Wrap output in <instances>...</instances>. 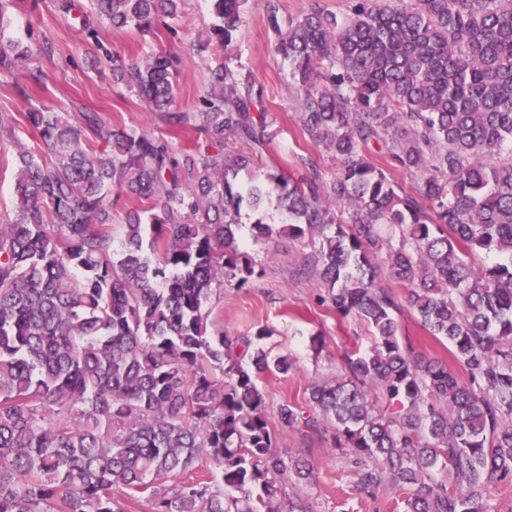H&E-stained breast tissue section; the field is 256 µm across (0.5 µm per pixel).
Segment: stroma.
Wrapping results in <instances>:
<instances>
[{"instance_id":"35a3bbf8","label":"stroma","mask_w":512,"mask_h":512,"mask_svg":"<svg viewBox=\"0 0 512 512\" xmlns=\"http://www.w3.org/2000/svg\"><path fill=\"white\" fill-rule=\"evenodd\" d=\"M46 3L25 0L0 20V33L5 37L22 39L30 32L44 33L54 42L52 55L38 61L46 83L33 91L31 102L21 101L12 83L0 81V113L16 116L17 137L31 147L38 141L36 132L21 118L32 104L73 114L90 107L112 123L165 135L166 125L134 93L111 89L110 62L91 63L88 47L76 28L59 19ZM212 21L206 0H185L178 36H171L163 28L144 35L133 27L115 29L106 25L101 39L128 64L154 50L175 56V100L182 110L195 107L210 68L219 62L249 75L282 126L279 136L256 160V169H281L292 174L298 168L299 156L310 154L324 178L332 179L336 172L333 153L316 146L294 124L295 82L287 62L272 50L273 37L265 25V0H248L245 23L229 49L197 52L193 43ZM252 224V216L242 217L239 245L251 259L263 264L264 274L245 286L228 284L217 291L210 303L211 318L215 329L233 336L249 338L258 329H267L259 347L269 357L285 356L292 363L288 374L267 375L259 381L276 447L282 455L305 457L313 466L308 479L285 476L281 483L283 497L304 499L312 512H402L406 497L403 490L386 486L367 492L359 487V467L353 456L333 449L335 429L329 422H321L316 432L302 424L289 428L280 423L277 412L284 403L294 405L304 415H313L311 385L344 378L348 356L370 348L373 339L369 326L359 318H343L320 305L321 291L304 271L310 251L304 241L283 234L268 243H258Z\"/></svg>"}]
</instances>
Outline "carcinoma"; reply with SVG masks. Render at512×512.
I'll return each mask as SVG.
<instances>
[{"mask_svg":"<svg viewBox=\"0 0 512 512\" xmlns=\"http://www.w3.org/2000/svg\"><path fill=\"white\" fill-rule=\"evenodd\" d=\"M183 0H51L78 23L93 57L100 22L150 33ZM248 0H209L200 49L229 48ZM273 51L292 66L295 124L336 158V175L262 174L254 157L280 133L250 77L211 70L191 111L173 107L171 58L113 60L112 82L160 114L170 138L32 108L34 148L0 114L17 168L12 217L0 219V512H309L277 506V476L308 460L280 456L258 381L288 373L251 340L208 330L224 283L257 275L240 247L256 236L308 239L321 303L372 328L348 376L309 402L336 425L334 447L375 468L359 484L408 491L404 512H487L512 482V0H350L343 17L314 3L285 18L266 0ZM49 37H0V76L44 83ZM193 130L206 149H178ZM249 147L226 152L228 141ZM410 177L405 188L396 174ZM151 203L125 213L112 244V192ZM279 221L267 213L272 199ZM501 261L478 265L479 254ZM385 269L388 282L379 279ZM409 309L466 372L398 337ZM250 355L251 369L235 362ZM379 391L398 410L371 399ZM281 422L320 426L289 404ZM229 493L184 477L209 463Z\"/></svg>","mask_w":512,"mask_h":512,"instance_id":"1","label":"carcinoma"}]
</instances>
